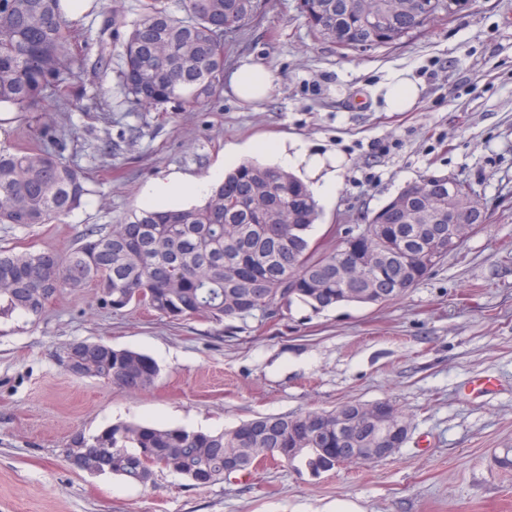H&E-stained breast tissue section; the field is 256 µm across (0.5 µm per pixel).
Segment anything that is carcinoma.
<instances>
[{
    "label": "carcinoma",
    "instance_id": "carcinoma-1",
    "mask_svg": "<svg viewBox=\"0 0 512 512\" xmlns=\"http://www.w3.org/2000/svg\"><path fill=\"white\" fill-rule=\"evenodd\" d=\"M447 0H298L309 34L344 50L386 47L450 18ZM268 0H140L121 54V85L129 103L144 110L169 104L189 113L224 86V52L230 35L260 23ZM82 33L62 0H0V112L23 116L33 145L0 150V224L29 226L59 222L79 209L89 190L82 169L52 147L62 132L52 105L70 101L78 75ZM430 223H448V212L475 192L459 177L427 175L407 183L416 196L395 208L390 200L367 217L383 231L314 244L310 233L319 217L306 184L276 166L237 165L204 202L190 208L129 211L115 224L90 231L67 253L52 248L0 250V304L36 319L63 293L96 288L99 310L130 306L172 321L187 317L216 322L259 312L274 317L302 305L320 313L355 301L347 288L372 285L389 303L402 298L444 260L424 254L408 270L396 263L400 239L415 244L412 229L427 190ZM366 251L386 261L375 276L360 265ZM77 376L116 385L131 394L151 389L160 374L148 355L124 348L110 351L81 341L75 348ZM257 416L223 432L153 424L118 423L93 435L71 439L90 448L84 468L103 467L130 484L147 485L155 470L202 488L230 477L227 465L251 470L267 458L305 461L314 472L340 465L345 450L365 448L389 434L383 421L356 436L336 430V421L313 433L311 417Z\"/></svg>",
    "mask_w": 512,
    "mask_h": 512
}]
</instances>
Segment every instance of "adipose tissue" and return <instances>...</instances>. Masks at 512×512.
Instances as JSON below:
<instances>
[{
    "label": "adipose tissue",
    "mask_w": 512,
    "mask_h": 512,
    "mask_svg": "<svg viewBox=\"0 0 512 512\" xmlns=\"http://www.w3.org/2000/svg\"><path fill=\"white\" fill-rule=\"evenodd\" d=\"M228 82L238 99L261 102L272 93L275 76L262 62L250 57L231 72ZM380 90L384 108L389 112L412 109L420 95L419 85L407 69L391 72ZM259 149L283 168L305 167L310 177L309 187L317 199L328 200L335 196L340 172L335 158L314 152L308 142L300 139H271L260 144Z\"/></svg>",
    "instance_id": "1"
}]
</instances>
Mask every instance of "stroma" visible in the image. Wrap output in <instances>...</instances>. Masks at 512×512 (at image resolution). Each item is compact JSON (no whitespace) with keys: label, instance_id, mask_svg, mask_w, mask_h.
<instances>
[{"label":"stroma","instance_id":"obj_1","mask_svg":"<svg viewBox=\"0 0 512 512\" xmlns=\"http://www.w3.org/2000/svg\"><path fill=\"white\" fill-rule=\"evenodd\" d=\"M126 23L103 0L70 12L84 65L67 114L62 154L83 169L90 193L62 221L0 224V247H76L89 229L145 203L148 186L204 178L228 149L269 136L298 138L336 155L334 199L311 232L346 235L407 182L460 175L488 203V221L402 299L382 306H303L273 319L173 321L144 310L103 312L94 289L52 301L33 320L0 314V512H512V0H474L463 15L394 45L348 51L309 36L297 0H268L265 19L237 35L224 67L262 60L277 76L265 102L222 91L191 116L126 103L120 55ZM408 68L421 93L408 112H387L377 85ZM104 98L106 113L87 112ZM152 357L161 374L131 394L66 371L74 341ZM388 400L412 418L407 442L372 464L320 474L304 462H266L251 475L193 488L166 471L153 483L73 467V434L120 422L221 431L257 416L332 410Z\"/></svg>","mask_w":512,"mask_h":512}]
</instances>
